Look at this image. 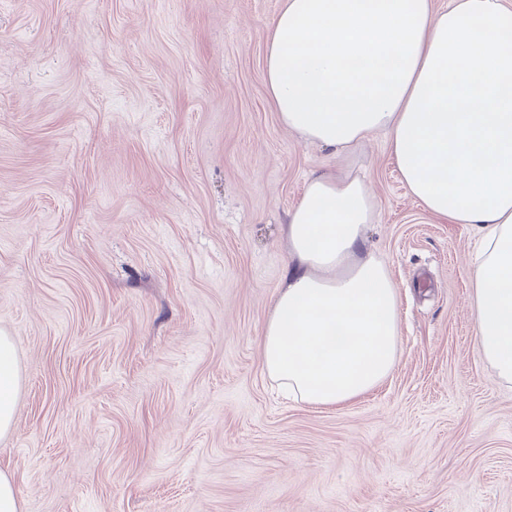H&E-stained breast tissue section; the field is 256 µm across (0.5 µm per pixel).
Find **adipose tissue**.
Returning a JSON list of instances; mask_svg holds the SVG:
<instances>
[{
    "instance_id": "1",
    "label": "adipose tissue",
    "mask_w": 512,
    "mask_h": 512,
    "mask_svg": "<svg viewBox=\"0 0 512 512\" xmlns=\"http://www.w3.org/2000/svg\"><path fill=\"white\" fill-rule=\"evenodd\" d=\"M267 91L283 126L336 159L312 174L283 228L286 282L264 369L289 399L336 408L395 366L396 289L367 245L377 200L348 156L376 133L432 216L477 226L475 341L512 382V6L506 0H282L268 24ZM20 369L0 330V435Z\"/></svg>"
}]
</instances>
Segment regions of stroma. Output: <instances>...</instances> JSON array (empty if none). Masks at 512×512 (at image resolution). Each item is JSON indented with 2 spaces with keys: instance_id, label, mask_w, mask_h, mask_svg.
I'll list each match as a JSON object with an SVG mask.
<instances>
[{
  "instance_id": "1",
  "label": "stroma",
  "mask_w": 512,
  "mask_h": 512,
  "mask_svg": "<svg viewBox=\"0 0 512 512\" xmlns=\"http://www.w3.org/2000/svg\"><path fill=\"white\" fill-rule=\"evenodd\" d=\"M281 0H0V437L21 512H512V384L481 355L469 224L357 164L398 295L392 373L334 409L279 398L261 337L282 237L327 151L281 126ZM20 385V369L11 336L0 329V435L11 432L15 425L16 397Z\"/></svg>"
}]
</instances>
